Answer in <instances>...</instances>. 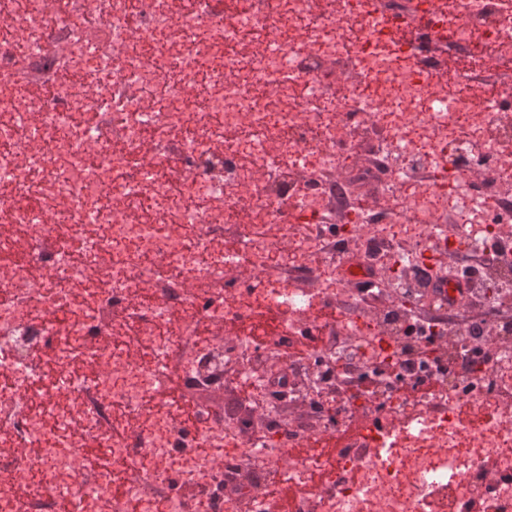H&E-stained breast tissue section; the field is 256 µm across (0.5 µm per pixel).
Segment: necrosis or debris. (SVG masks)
<instances>
[{"label": "necrosis or debris", "mask_w": 512, "mask_h": 512, "mask_svg": "<svg viewBox=\"0 0 512 512\" xmlns=\"http://www.w3.org/2000/svg\"><path fill=\"white\" fill-rule=\"evenodd\" d=\"M511 171L512 0H0V512H273L256 484L323 467L295 512H512V292L491 288L512 283ZM452 238L451 317L423 257ZM352 252L368 313L321 282ZM335 307L337 344L300 363L244 332ZM200 324L237 333L202 347ZM174 373L261 405L181 432ZM361 419L379 446L288 457Z\"/></svg>", "instance_id": "1"}]
</instances>
